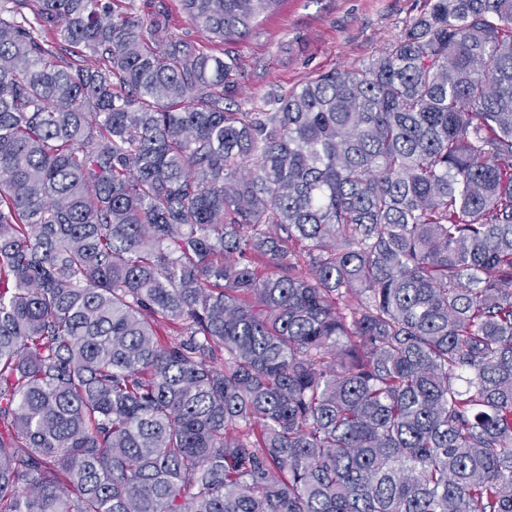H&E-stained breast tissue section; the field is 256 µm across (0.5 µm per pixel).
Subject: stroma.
Wrapping results in <instances>:
<instances>
[{
    "label": "stroma",
    "instance_id": "35a3bbf8",
    "mask_svg": "<svg viewBox=\"0 0 512 512\" xmlns=\"http://www.w3.org/2000/svg\"><path fill=\"white\" fill-rule=\"evenodd\" d=\"M424 9V0H282L278 10L244 37L218 43L193 27L178 0H132L133 14H163L173 37L238 62L235 100L243 111L266 102L320 72L368 63Z\"/></svg>",
    "mask_w": 512,
    "mask_h": 512
}]
</instances>
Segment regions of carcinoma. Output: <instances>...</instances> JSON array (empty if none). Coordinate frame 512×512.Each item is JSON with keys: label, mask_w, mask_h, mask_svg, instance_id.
Masks as SVG:
<instances>
[{"label": "carcinoma", "mask_w": 512, "mask_h": 512, "mask_svg": "<svg viewBox=\"0 0 512 512\" xmlns=\"http://www.w3.org/2000/svg\"><path fill=\"white\" fill-rule=\"evenodd\" d=\"M280 2L179 7L225 42ZM26 7L0 512H512V0H425L269 112L126 0Z\"/></svg>", "instance_id": "cac0c4a2"}]
</instances>
